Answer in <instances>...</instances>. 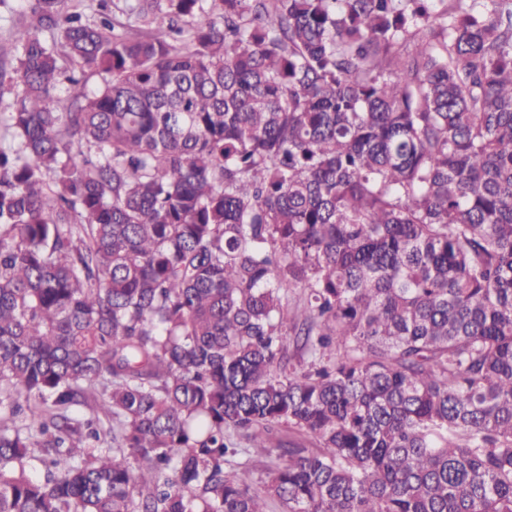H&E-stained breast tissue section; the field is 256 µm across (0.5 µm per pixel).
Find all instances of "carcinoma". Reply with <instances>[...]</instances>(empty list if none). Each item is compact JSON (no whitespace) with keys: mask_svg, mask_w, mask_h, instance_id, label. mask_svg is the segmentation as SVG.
Listing matches in <instances>:
<instances>
[{"mask_svg":"<svg viewBox=\"0 0 512 512\" xmlns=\"http://www.w3.org/2000/svg\"><path fill=\"white\" fill-rule=\"evenodd\" d=\"M65 4L0 67V512H512V0Z\"/></svg>","mask_w":512,"mask_h":512,"instance_id":"carcinoma-1","label":"carcinoma"}]
</instances>
